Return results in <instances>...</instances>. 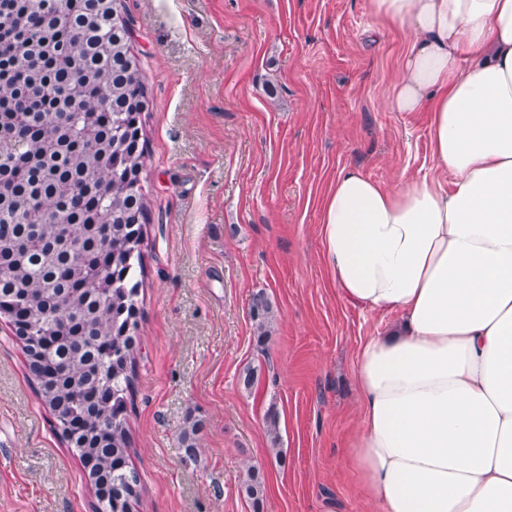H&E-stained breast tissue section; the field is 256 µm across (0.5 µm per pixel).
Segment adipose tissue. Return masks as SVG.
<instances>
[{
	"mask_svg": "<svg viewBox=\"0 0 512 512\" xmlns=\"http://www.w3.org/2000/svg\"><path fill=\"white\" fill-rule=\"evenodd\" d=\"M405 25L395 112H426L429 174L351 168L322 221L351 303L400 311L357 353V478L379 512H512V0H369Z\"/></svg>",
	"mask_w": 512,
	"mask_h": 512,
	"instance_id": "1",
	"label": "adipose tissue"
}]
</instances>
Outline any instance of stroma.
<instances>
[{"label": "stroma", "instance_id": "35a3bbf8", "mask_svg": "<svg viewBox=\"0 0 512 512\" xmlns=\"http://www.w3.org/2000/svg\"><path fill=\"white\" fill-rule=\"evenodd\" d=\"M122 4L148 99L132 512H374L350 468L354 367L401 316L342 296L321 224L340 171L392 183L430 168L428 113L386 103L409 35L374 29L368 0ZM259 290L274 309L262 346L249 311ZM193 420L190 457L179 437ZM52 424L0 320V512H94ZM251 464L258 508L241 491Z\"/></svg>", "mask_w": 512, "mask_h": 512}]
</instances>
